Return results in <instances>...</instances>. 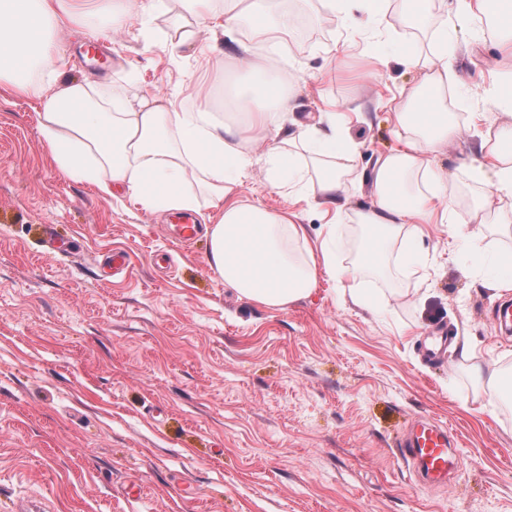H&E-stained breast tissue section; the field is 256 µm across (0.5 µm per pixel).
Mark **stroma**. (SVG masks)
Returning <instances> with one entry per match:
<instances>
[{"mask_svg":"<svg viewBox=\"0 0 512 512\" xmlns=\"http://www.w3.org/2000/svg\"><path fill=\"white\" fill-rule=\"evenodd\" d=\"M284 8L295 119L312 121L327 99L364 107L346 198L368 208L363 174L398 145L395 116L376 100L423 71L392 60L363 79L353 53L323 78L340 28L319 0ZM180 14L156 19L150 46L137 26L116 34L103 18L59 34L68 75L186 98L213 40L166 48ZM448 61L460 131L437 163L457 221L399 239L380 269L363 271L357 287L386 299L368 309L327 278L283 310L241 299L209 265L200 212H146L66 176L39 136L38 100L0 83V512L20 497L52 512H512V410L475 388L452 350L465 339L485 366H512V336L492 321L501 295L484 284L490 253L512 276V236L456 242L486 190L467 175L472 115L512 124L487 94L489 72L512 64L477 20L458 26ZM184 224L194 244L180 241ZM408 246L430 265L423 285L396 261ZM418 418L453 436L448 486L411 478L400 457ZM133 483L140 498L126 495Z\"/></svg>","mask_w":512,"mask_h":512,"instance_id":"obj_1","label":"stroma"}]
</instances>
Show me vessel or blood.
Wrapping results in <instances>:
<instances>
[{
    "instance_id": "1",
    "label": "vessel or blood",
    "mask_w": 512,
    "mask_h": 512,
    "mask_svg": "<svg viewBox=\"0 0 512 512\" xmlns=\"http://www.w3.org/2000/svg\"><path fill=\"white\" fill-rule=\"evenodd\" d=\"M402 446L413 469L426 481L447 483L456 466L447 429L427 420L415 421Z\"/></svg>"
}]
</instances>
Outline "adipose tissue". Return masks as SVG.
I'll use <instances>...</instances> for the list:
<instances>
[{"label": "adipose tissue", "instance_id": "obj_1", "mask_svg": "<svg viewBox=\"0 0 512 512\" xmlns=\"http://www.w3.org/2000/svg\"><path fill=\"white\" fill-rule=\"evenodd\" d=\"M171 2L0 0V81H8L15 95L40 101L39 132L63 173L94 184L104 196L130 197L147 211L194 209L183 187L191 179L203 182L215 211L206 228L211 267L241 298L275 309L310 295L321 277L353 279L378 268L399 237H420L428 224L454 223L448 185L436 165L438 149L457 134L448 117L452 21L438 19L441 0H321L346 34L338 54L360 55L367 75L388 63L376 47L391 33L388 16L395 7L434 43L422 81L389 105L400 145L375 161L368 174L373 203L355 213L343 199L358 146L343 113L327 101L311 122L291 118L295 91L277 58L288 44L292 21L281 0H179L192 24H174L168 40L182 45L202 32L223 36V49L207 63L234 64L240 83L230 117L217 118L207 91L197 85L192 110L158 95L145 97L132 85L113 92L111 111L89 107L94 89L66 79L55 35L104 16L116 32L137 19L148 40L155 19L168 13ZM477 152L481 162L474 180L489 174L494 183L470 210L477 229L463 237L466 245L481 243L489 215L512 223V213L500 212L502 201H512V125L482 132ZM258 164L267 184L287 195L289 207L233 200L241 176ZM310 196L325 219L318 242L310 241L292 208ZM348 221L376 228L377 236L356 262L342 267L336 229Z\"/></svg>", "mask_w": 512, "mask_h": 512}]
</instances>
